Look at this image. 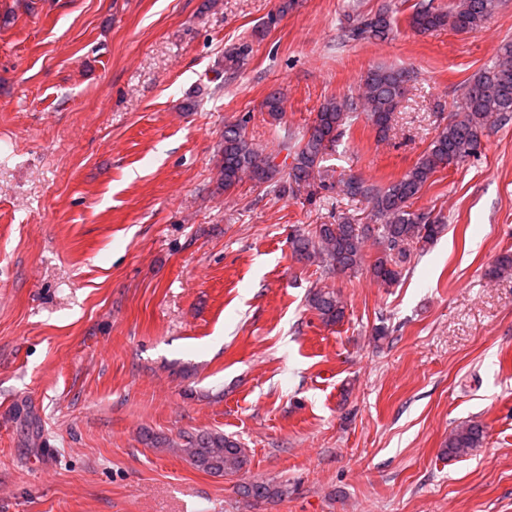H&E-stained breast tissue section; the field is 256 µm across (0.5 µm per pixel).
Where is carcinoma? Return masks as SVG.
<instances>
[{
  "instance_id": "cac0c4a2",
  "label": "carcinoma",
  "mask_w": 512,
  "mask_h": 512,
  "mask_svg": "<svg viewBox=\"0 0 512 512\" xmlns=\"http://www.w3.org/2000/svg\"><path fill=\"white\" fill-rule=\"evenodd\" d=\"M501 0H453L448 10L433 5V0H417L407 17L408 26L426 33L444 26L458 33L477 30L497 13ZM397 31L396 18L382 7L348 19L343 29L347 40H387ZM249 55L243 44L224 55L227 70L240 69ZM415 80L414 72L398 67H377L362 78L356 97L324 101L301 140L291 147L293 162L288 167V182H309L326 150L335 145L359 114L376 130L381 141L388 138L395 113ZM266 112L279 119L283 114V96L269 94L263 103ZM512 121V41L498 48L496 62L480 70L466 85L464 96L448 124L438 131L415 164L386 187L369 184L349 176L341 180L343 191L364 198L371 206L370 224H355L349 217L337 224H318L312 230L297 232L292 238L294 257L319 260L329 270L349 276L360 270L382 288L396 286L403 277L411 253L423 251L444 231V218L413 208L426 183L440 169L460 164L477 154L482 136L493 124ZM220 186L229 190L248 178L264 183L275 176L274 159L258 151L243 132V122L224 127L220 148ZM374 241L378 251L367 259L365 246ZM512 274V252L500 254L486 276L492 280ZM309 306L327 326L341 323L346 307L340 293L331 288H316L309 295ZM486 430L479 421H467L448 435L444 451L450 457L472 454L483 446ZM183 454L196 469L213 476H235L250 464L248 450L236 439L218 432L204 431L190 437ZM239 492L254 501L281 498L286 486L267 480H255L239 486Z\"/></svg>"
}]
</instances>
